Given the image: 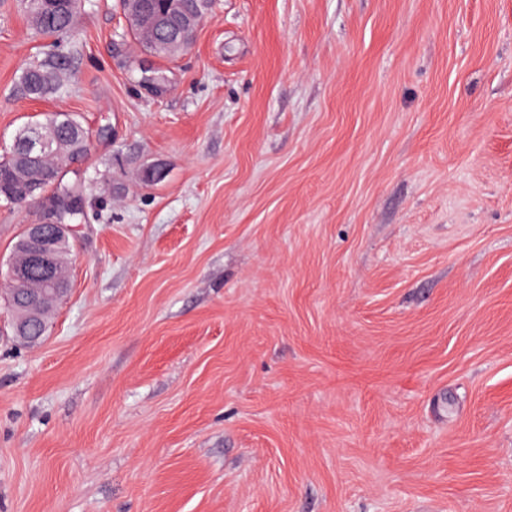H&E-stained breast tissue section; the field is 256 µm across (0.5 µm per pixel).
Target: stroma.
Segmentation results:
<instances>
[{
    "mask_svg": "<svg viewBox=\"0 0 512 512\" xmlns=\"http://www.w3.org/2000/svg\"><path fill=\"white\" fill-rule=\"evenodd\" d=\"M68 53L18 96L0 0V154L92 132L44 339L0 300V512H512V0H216L173 61L84 0Z\"/></svg>",
    "mask_w": 512,
    "mask_h": 512,
    "instance_id": "obj_1",
    "label": "stroma"
}]
</instances>
